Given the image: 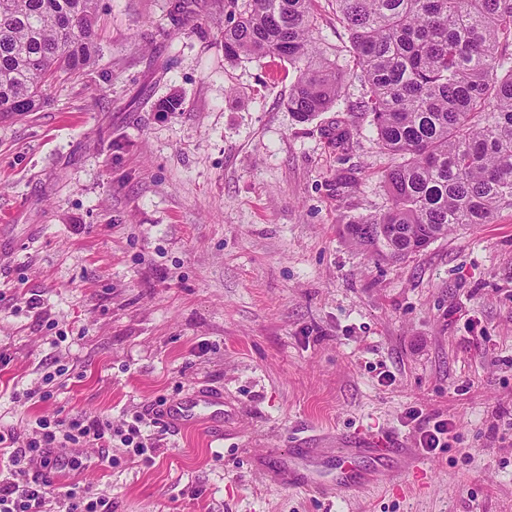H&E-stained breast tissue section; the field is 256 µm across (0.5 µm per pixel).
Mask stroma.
<instances>
[{
  "mask_svg": "<svg viewBox=\"0 0 512 512\" xmlns=\"http://www.w3.org/2000/svg\"><path fill=\"white\" fill-rule=\"evenodd\" d=\"M316 8L323 56L348 67L346 31ZM169 10L98 0L96 64L0 120V426L138 424L151 460L116 437L111 467L89 446L61 473L112 512H512V209L376 260L345 232L389 205L360 82L298 122L286 61L225 60L224 0H186L179 26ZM201 386L223 414L162 421ZM23 389L48 397L13 402ZM444 419L448 447L375 492L270 479L294 449H322L328 472L327 439L413 448Z\"/></svg>",
  "mask_w": 512,
  "mask_h": 512,
  "instance_id": "35a3bbf8",
  "label": "stroma"
}]
</instances>
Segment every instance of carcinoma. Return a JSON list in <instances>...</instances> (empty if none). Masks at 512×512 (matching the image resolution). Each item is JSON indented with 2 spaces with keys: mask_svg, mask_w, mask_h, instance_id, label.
I'll return each mask as SVG.
<instances>
[{
  "mask_svg": "<svg viewBox=\"0 0 512 512\" xmlns=\"http://www.w3.org/2000/svg\"><path fill=\"white\" fill-rule=\"evenodd\" d=\"M316 0H227L224 58L288 62L286 109L304 122L333 108L350 76L392 156L390 206L347 235L397 263L448 232L512 209V0H332L352 67L315 51ZM97 0H0V118L37 111L42 88L100 56ZM391 229L383 241L379 228Z\"/></svg>",
  "mask_w": 512,
  "mask_h": 512,
  "instance_id": "carcinoma-1",
  "label": "carcinoma"
}]
</instances>
